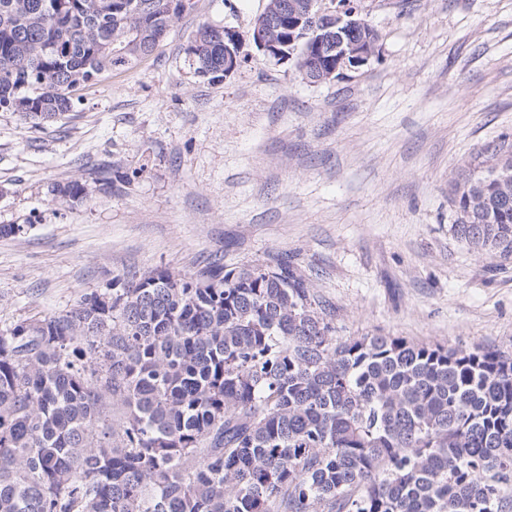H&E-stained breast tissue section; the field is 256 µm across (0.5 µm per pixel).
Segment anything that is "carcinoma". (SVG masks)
Wrapping results in <instances>:
<instances>
[{"label": "carcinoma", "instance_id": "obj_1", "mask_svg": "<svg viewBox=\"0 0 512 512\" xmlns=\"http://www.w3.org/2000/svg\"><path fill=\"white\" fill-rule=\"evenodd\" d=\"M168 0H0V108L34 129L71 92L150 55ZM302 79H337L298 25ZM224 78V27L184 49ZM451 230L512 258V133L454 180ZM0 512H512V354L336 335L289 261L117 275L0 327Z\"/></svg>", "mask_w": 512, "mask_h": 512}]
</instances>
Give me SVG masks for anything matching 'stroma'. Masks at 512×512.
Here are the masks:
<instances>
[{
	"instance_id": "1",
	"label": "stroma",
	"mask_w": 512,
	"mask_h": 512,
	"mask_svg": "<svg viewBox=\"0 0 512 512\" xmlns=\"http://www.w3.org/2000/svg\"><path fill=\"white\" fill-rule=\"evenodd\" d=\"M136 67L76 87L44 128L0 110V327L128 271L276 256L305 269L337 334L512 353V260L451 233L450 183L512 132V0H362L378 55L312 84L251 31L266 0H193ZM243 44L195 76L199 25ZM82 183V200L53 193Z\"/></svg>"
}]
</instances>
